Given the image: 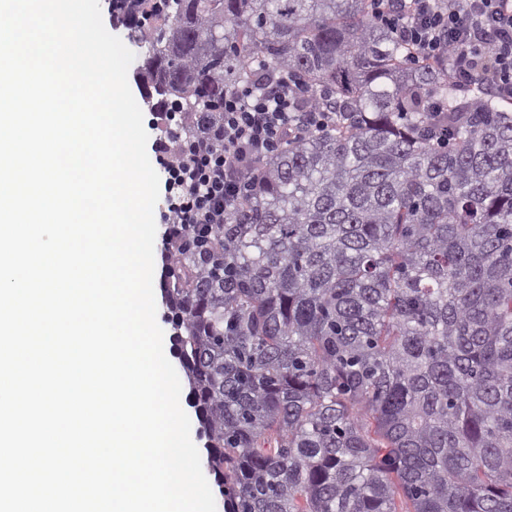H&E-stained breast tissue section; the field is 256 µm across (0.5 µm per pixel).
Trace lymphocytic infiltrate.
Returning a JSON list of instances; mask_svg holds the SVG:
<instances>
[{
	"label": "lymphocytic infiltrate",
	"mask_w": 512,
	"mask_h": 512,
	"mask_svg": "<svg viewBox=\"0 0 512 512\" xmlns=\"http://www.w3.org/2000/svg\"><path fill=\"white\" fill-rule=\"evenodd\" d=\"M371 8L421 56L447 55L461 87L512 93V0H371ZM151 109L168 193L165 222L175 235L228 223L250 175L289 132L321 131L333 120L317 93L261 67L223 99L201 100L198 112L170 100Z\"/></svg>",
	"instance_id": "1"
}]
</instances>
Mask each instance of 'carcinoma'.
<instances>
[{
  "label": "carcinoma",
  "mask_w": 512,
  "mask_h": 512,
  "mask_svg": "<svg viewBox=\"0 0 512 512\" xmlns=\"http://www.w3.org/2000/svg\"><path fill=\"white\" fill-rule=\"evenodd\" d=\"M140 38L197 108L264 60L336 120L164 242L165 320L225 512H512V105L370 0H174Z\"/></svg>",
  "instance_id": "carcinoma-1"
}]
</instances>
